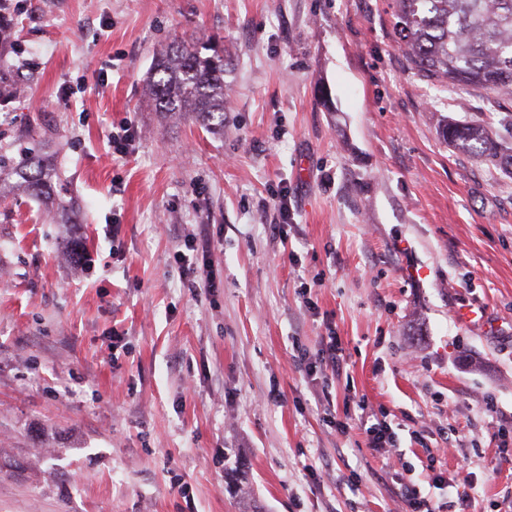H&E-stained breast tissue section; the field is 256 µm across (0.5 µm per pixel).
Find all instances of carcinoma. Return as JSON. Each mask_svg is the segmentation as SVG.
Masks as SVG:
<instances>
[{"instance_id":"obj_1","label":"carcinoma","mask_w":512,"mask_h":512,"mask_svg":"<svg viewBox=\"0 0 512 512\" xmlns=\"http://www.w3.org/2000/svg\"><path fill=\"white\" fill-rule=\"evenodd\" d=\"M394 31L411 70L448 89L465 87L512 98V0H395ZM227 57L208 40L178 43L159 54L146 74L157 112L189 116L207 128L224 126ZM448 145L497 162L505 146L477 121L446 123ZM18 157L0 153V196L22 189L50 204L60 195L56 173L36 147Z\"/></svg>"}]
</instances>
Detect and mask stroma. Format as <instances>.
Wrapping results in <instances>:
<instances>
[{"label":"stroma","mask_w":512,"mask_h":512,"mask_svg":"<svg viewBox=\"0 0 512 512\" xmlns=\"http://www.w3.org/2000/svg\"><path fill=\"white\" fill-rule=\"evenodd\" d=\"M393 12L12 0L0 151L48 143L77 221L0 198V512H403L411 484L443 512H491L512 491L495 437L512 413V167L440 134L477 120L511 147L512 101L414 77ZM201 34L233 50L216 130L144 90L154 53ZM194 237L210 293L182 261ZM465 305L483 327L456 320ZM330 327L343 367L307 374L294 350L316 358ZM361 400L399 455L325 421ZM457 431L468 445L444 449ZM458 477L472 507L439 484Z\"/></svg>","instance_id":"1"}]
</instances>
